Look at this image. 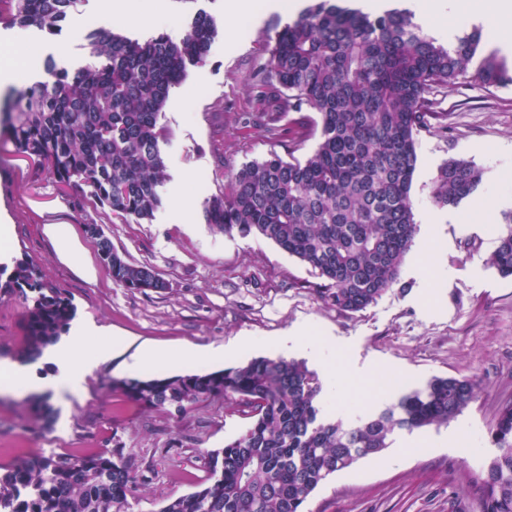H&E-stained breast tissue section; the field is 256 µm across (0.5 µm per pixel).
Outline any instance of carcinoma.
<instances>
[{"label": "carcinoma", "mask_w": 512, "mask_h": 512, "mask_svg": "<svg viewBox=\"0 0 512 512\" xmlns=\"http://www.w3.org/2000/svg\"><path fill=\"white\" fill-rule=\"evenodd\" d=\"M81 0H0V26L61 30ZM217 36L214 20L193 17L178 42L159 33L145 42L107 28L86 39L96 62L72 73L48 58L44 78L16 93L5 126L18 149L64 190L74 207L104 211L108 222L141 224L162 205L168 178L159 117L189 65L205 62ZM474 26L444 42L424 32L405 8L371 15L346 0H312L296 19L266 37V61L251 85L258 102L244 128L276 145L231 170L224 191L204 208L205 222L226 234L259 235L311 267L318 292L337 310L357 313L399 278L414 236L411 190L416 132L432 115L433 98L467 77L488 86L512 83L505 61L481 50ZM288 112L299 114L288 123ZM318 136L312 154L294 156ZM483 182L470 162L449 160L430 186L434 206H457ZM490 261L512 276V209L501 212ZM113 281L131 290L166 288L155 269L112 247L98 222L86 223ZM25 303L24 344L33 360L64 334L70 301L32 262L0 266V294ZM146 409L183 413L214 397L249 419L245 431L206 452L198 489L166 499L158 512H305L330 475L392 447L395 436L440 427L475 401V379L435 376L354 424L328 417L318 375L297 360L254 358L208 373L112 381ZM496 453L481 477L482 512H512V404L490 430ZM123 447L78 456L52 453L0 463V512H125L134 483Z\"/></svg>", "instance_id": "carcinoma-1"}]
</instances>
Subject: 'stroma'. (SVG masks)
<instances>
[{
	"label": "stroma",
	"mask_w": 512,
	"mask_h": 512,
	"mask_svg": "<svg viewBox=\"0 0 512 512\" xmlns=\"http://www.w3.org/2000/svg\"><path fill=\"white\" fill-rule=\"evenodd\" d=\"M113 0H82L61 34L35 27L0 28V47L23 42L26 59L12 82L0 84V107L38 80L43 63L73 71L92 63L85 40L89 19L127 37L164 33L180 40L191 16L210 14L218 34L203 64L189 68L171 89L159 122L169 180L162 206L143 224H105L113 247L128 261L152 265L166 287L141 292L115 284L101 261L87 220L101 212L74 209L25 154L0 136V219L10 226L11 260L35 263L44 279L75 308L74 323L98 327L102 340L127 346L87 375L80 395L0 393V461L53 452L88 454L122 445L138 471L128 512H158L163 500L196 490L207 475L203 454L223 447L247 426L216 397L183 414L147 410L112 382L127 378L136 349L150 346L168 363L142 377L203 373L257 357L303 361L322 384L326 413L346 421L378 411L390 393L377 384L385 369L410 385L434 376L473 377L477 399L448 426L398 435L382 456L331 475L310 495L306 512H481L480 473L494 455L489 430L500 408L512 403V277L490 263L498 245L500 211L512 208V85L488 87L473 79L436 92L437 115L417 135L418 163L411 198L418 226L397 284L364 311L350 314L327 304L319 277L260 236L215 230L203 219L208 198L223 190L227 172L287 155L286 146L242 135L257 104L249 88L263 63V37L289 19L264 11L230 36L224 0H135L131 13ZM451 159L484 172L478 194L456 207L429 198L438 168ZM493 199L495 213L481 205ZM70 225L80 244L60 257L48 225ZM24 301L0 295V360L15 361L23 342ZM187 346L223 349V362H177ZM351 373L333 389L331 368Z\"/></svg>",
	"instance_id": "stroma-1"
}]
</instances>
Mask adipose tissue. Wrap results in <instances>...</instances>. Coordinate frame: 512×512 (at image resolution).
I'll return each mask as SVG.
<instances>
[{"label": "adipose tissue", "mask_w": 512, "mask_h": 512, "mask_svg": "<svg viewBox=\"0 0 512 512\" xmlns=\"http://www.w3.org/2000/svg\"><path fill=\"white\" fill-rule=\"evenodd\" d=\"M93 332V327L76 326L72 336L66 342L47 352L46 359L55 369L53 377L47 383L33 382L24 370L11 364L0 371V390L11 391L25 387L37 393L48 389L56 393H79L85 375L107 362L114 351L122 346L121 340L116 339L110 343H100L92 353L82 352V344Z\"/></svg>", "instance_id": "obj_1"}]
</instances>
